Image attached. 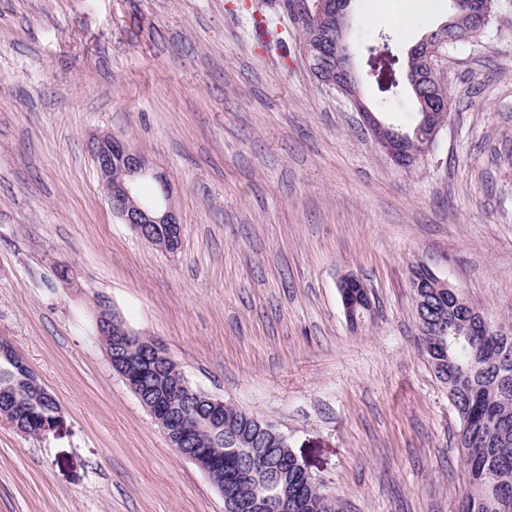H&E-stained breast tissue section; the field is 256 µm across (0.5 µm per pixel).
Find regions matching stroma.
Returning a JSON list of instances; mask_svg holds the SVG:
<instances>
[{"mask_svg":"<svg viewBox=\"0 0 512 512\" xmlns=\"http://www.w3.org/2000/svg\"><path fill=\"white\" fill-rule=\"evenodd\" d=\"M394 3L350 11L361 97L404 128L416 102L389 83L452 2L407 31ZM442 66L448 125L404 168L312 75L278 0H0V339L61 415L39 439L0 420V512H224L113 371L105 306L191 385L277 425L342 512H454L461 422L410 278L427 266L512 325V0ZM95 132L168 176L176 254L113 215ZM347 274L376 307L359 331Z\"/></svg>","mask_w":512,"mask_h":512,"instance_id":"obj_1","label":"stroma"}]
</instances>
